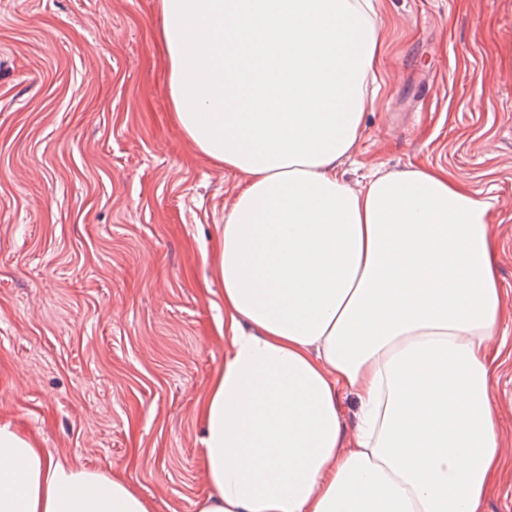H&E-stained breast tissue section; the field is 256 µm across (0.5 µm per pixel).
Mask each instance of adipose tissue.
I'll return each instance as SVG.
<instances>
[{
    "label": "adipose tissue",
    "instance_id": "adipose-tissue-1",
    "mask_svg": "<svg viewBox=\"0 0 512 512\" xmlns=\"http://www.w3.org/2000/svg\"><path fill=\"white\" fill-rule=\"evenodd\" d=\"M159 8L175 124L244 177L209 258L226 345L195 512H483L507 463L491 202L442 167L345 179L383 50L371 0ZM0 512L152 505L2 423Z\"/></svg>",
    "mask_w": 512,
    "mask_h": 512
}]
</instances>
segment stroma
I'll return each instance as SVG.
<instances>
[{
	"label": "stroma",
	"instance_id": "35a3bbf8",
	"mask_svg": "<svg viewBox=\"0 0 512 512\" xmlns=\"http://www.w3.org/2000/svg\"><path fill=\"white\" fill-rule=\"evenodd\" d=\"M375 7V105L345 177L442 166L492 197L512 314V0ZM161 24L157 0H0V422L154 512H195L197 401L224 362L203 255L242 177L172 124Z\"/></svg>",
	"mask_w": 512,
	"mask_h": 512
}]
</instances>
